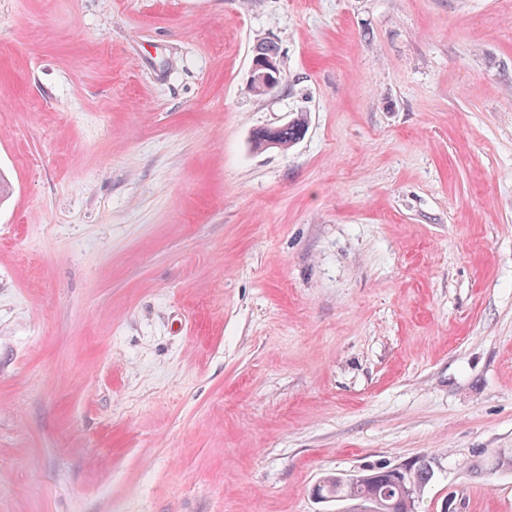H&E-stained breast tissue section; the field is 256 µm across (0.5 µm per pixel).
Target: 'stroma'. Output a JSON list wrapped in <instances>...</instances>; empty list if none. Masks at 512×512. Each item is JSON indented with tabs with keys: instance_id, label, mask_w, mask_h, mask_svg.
I'll return each mask as SVG.
<instances>
[{
	"instance_id": "obj_1",
	"label": "stroma",
	"mask_w": 512,
	"mask_h": 512,
	"mask_svg": "<svg viewBox=\"0 0 512 512\" xmlns=\"http://www.w3.org/2000/svg\"><path fill=\"white\" fill-rule=\"evenodd\" d=\"M0 173V512H512V0H0ZM259 51L257 47L254 49L250 69L251 85L261 86L262 93L252 88L253 93L258 97L276 93L282 84L278 60L274 56L261 55ZM268 71H272L275 76H271ZM307 126V118L304 114H297L288 121V125L276 131L279 151H288L294 143L301 138ZM410 465L392 468L390 471L398 479L406 495L411 494L409 487L412 488V498L414 500L411 508H409L405 497L400 494L398 488L391 480L388 474L389 469L386 467L369 470V473L363 475L372 476L370 479L376 476V479L358 484L347 483L337 478L333 479L332 476L335 475L337 477L339 474L327 473L323 477L327 479L329 484L327 489L331 490L339 500L358 502L368 496L377 495L386 504V506L380 508V505L373 501H360L355 504L354 508L350 509L351 512H382V510L383 512H414L416 498L421 495V492L424 491L430 481L432 468L430 461L426 458H418L405 478L404 474Z\"/></svg>"
}]
</instances>
